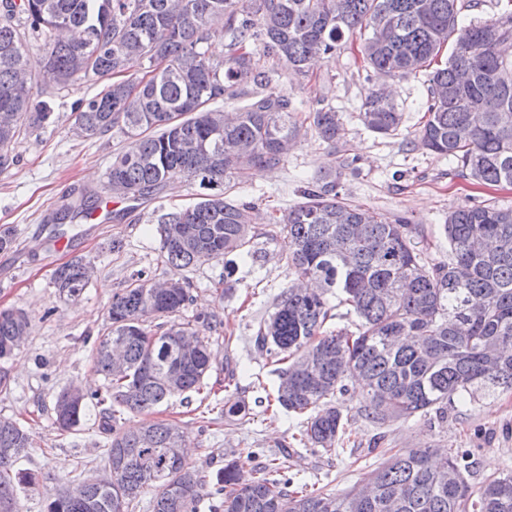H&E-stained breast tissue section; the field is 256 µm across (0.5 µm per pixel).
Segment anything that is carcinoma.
<instances>
[{
	"instance_id": "obj_1",
	"label": "carcinoma",
	"mask_w": 512,
	"mask_h": 512,
	"mask_svg": "<svg viewBox=\"0 0 512 512\" xmlns=\"http://www.w3.org/2000/svg\"><path fill=\"white\" fill-rule=\"evenodd\" d=\"M461 0H0V167L22 134L53 116L52 96L81 79H110L79 100L75 128L93 138L116 131L127 146L112 157L105 189L144 200L169 182L198 183L200 200L157 219L160 259L186 268L227 255L250 256L255 236L244 209L229 198L231 181L254 165L276 166L313 130L336 143L337 112L321 107L305 118L287 93L269 88L265 64L302 74L330 58L345 36L368 33L363 63L381 75L428 74L426 113L418 132L430 151L452 157L479 185L512 187V16L463 26ZM500 25L491 46L482 32ZM222 26L228 42L209 32ZM51 46L44 72L28 73L31 41ZM241 100L228 116L214 106ZM362 123L380 135L399 131L403 113L380 89H366ZM343 167L322 172L304 201L281 219L292 282L260 322L254 345L288 366L275 402L306 415L299 441L332 454L350 444L342 397L365 385L364 417L382 428L394 420L435 413L480 395L512 392V208L476 205L448 215V262L428 257L424 235L407 219L386 221L340 198ZM87 198L67 204L62 218L93 214ZM323 280L355 329L326 331L340 316L319 293L296 286ZM58 292L80 296L89 279L74 259L57 267ZM142 273L112 296L107 332L96 338L93 364L104 391L53 405L62 432L78 428L89 407L101 408L106 468L112 480L85 478L49 500L44 512H125L147 487L151 512H512V470L487 477L477 490L465 479L462 451L401 448L368 476L367 491L345 496L308 492L288 476L287 460L244 471L237 460L216 475L190 466L185 435L172 422L126 430L116 408L150 414L169 399L201 393L215 358L204 332L216 314L178 322L190 284L154 293ZM160 323L153 324L154 320ZM28 314L0 310V360L26 335ZM195 336L198 350L182 358L178 342ZM29 433L0 418V512H20L18 491L38 478L15 469Z\"/></svg>"
}]
</instances>
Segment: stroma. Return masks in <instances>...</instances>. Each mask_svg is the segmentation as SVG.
I'll use <instances>...</instances> for the list:
<instances>
[{
	"label": "stroma",
	"mask_w": 512,
	"mask_h": 512,
	"mask_svg": "<svg viewBox=\"0 0 512 512\" xmlns=\"http://www.w3.org/2000/svg\"><path fill=\"white\" fill-rule=\"evenodd\" d=\"M360 42V36H350L346 47L308 74L272 72V89L286 91L299 112L326 105L340 112L341 132L333 145L308 134L282 164L250 170L237 185L233 197L250 206L255 236L250 258L229 269L220 260L182 269L159 261L158 216L197 198V185L182 178L147 200L113 197L110 209L96 210L93 219L50 223L63 202L83 194L105 196V172L113 154L126 145L118 133L88 139L75 131L77 101L103 90L104 81L85 79L56 97L54 123L12 144L14 162L0 169V232L9 231L12 237L11 245L0 249V309H24L30 324L22 346L0 361V417L17 421L31 435L18 466L36 472L40 485L21 494L23 512H40L45 493L104 469L105 435L98 409H89L76 430L61 432L53 423V403L70 386L102 385L92 347L108 324L113 293L139 271L156 281L188 279L193 301L184 318L214 312L222 321L221 328L208 334L217 356L207 380L210 396L175 397L151 416L182 427L191 466L213 474L231 459L250 468L284 452L295 481L341 496L383 462L375 450L382 433L358 413L365 402L361 389L343 398L355 445L337 456L299 444L294 439L299 418L285 412L274 417L267 409L280 381V366L256 349L252 337L291 281L284 242L268 235V226L302 202L304 190L319 172L346 160L350 166L343 179L345 201L389 220L406 217L423 228L432 258L444 262L448 213L478 203L512 207V188L473 185L458 176L448 157L419 144L416 132L425 120L426 74L388 82L404 114L397 134L368 131L359 117L361 97L369 86L367 72L355 58ZM52 237L61 239L63 248L50 247ZM116 240L121 243L117 250L112 247ZM75 257L84 259L91 277L83 294L70 299L54 287L52 273ZM231 368L236 371L232 380L227 377ZM237 402L246 403L248 416L225 418V407ZM382 435L393 448L431 445L467 451V480L476 487L486 476L512 468V392L458 406L444 420L432 414L397 420Z\"/></svg>",
	"instance_id": "35a3bbf8"
}]
</instances>
